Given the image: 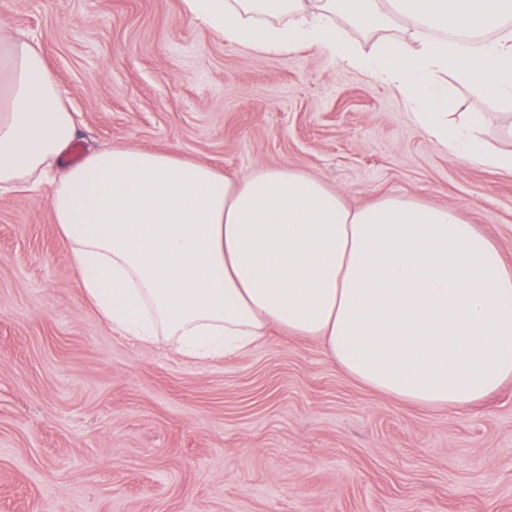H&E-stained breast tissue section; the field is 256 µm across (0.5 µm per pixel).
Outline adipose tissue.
I'll return each mask as SVG.
<instances>
[{
  "label": "adipose tissue",
  "instance_id": "adipose-tissue-1",
  "mask_svg": "<svg viewBox=\"0 0 512 512\" xmlns=\"http://www.w3.org/2000/svg\"><path fill=\"white\" fill-rule=\"evenodd\" d=\"M225 42L328 52L393 84L449 155L512 172L441 76L512 103V0H185ZM421 39L364 53L338 16ZM471 30V39H456ZM80 122L37 41L0 29V196L49 187L89 303L118 335L200 361L242 359L271 329L403 403L465 409L512 380V267L454 208L342 189L288 166L245 176L176 150L104 147L60 170Z\"/></svg>",
  "mask_w": 512,
  "mask_h": 512
}]
</instances>
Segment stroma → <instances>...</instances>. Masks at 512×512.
<instances>
[{"label":"stroma","mask_w":512,"mask_h":512,"mask_svg":"<svg viewBox=\"0 0 512 512\" xmlns=\"http://www.w3.org/2000/svg\"><path fill=\"white\" fill-rule=\"evenodd\" d=\"M81 114L83 151L175 149L241 175L288 165L454 207L512 265V174L449 156L389 83L301 48L225 43L184 0H0ZM455 122L512 150V111L449 80ZM0 512H512V382L413 407L272 331L194 363L85 301L46 194L0 197Z\"/></svg>","instance_id":"1"}]
</instances>
